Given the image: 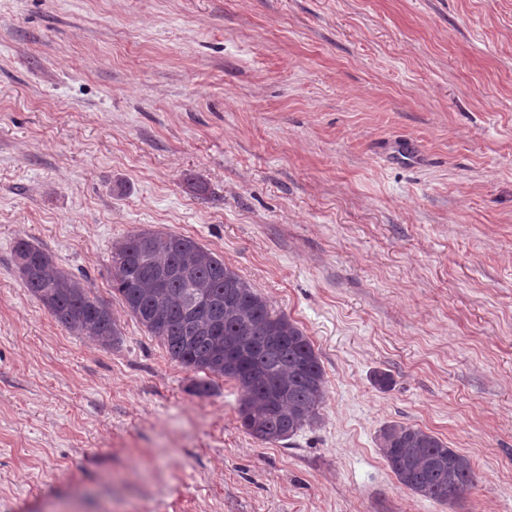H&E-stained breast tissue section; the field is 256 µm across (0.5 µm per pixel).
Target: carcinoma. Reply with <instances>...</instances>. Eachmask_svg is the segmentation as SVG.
I'll return each mask as SVG.
<instances>
[{
  "instance_id": "carcinoma-1",
  "label": "carcinoma",
  "mask_w": 512,
  "mask_h": 512,
  "mask_svg": "<svg viewBox=\"0 0 512 512\" xmlns=\"http://www.w3.org/2000/svg\"><path fill=\"white\" fill-rule=\"evenodd\" d=\"M14 261L25 288L63 327L103 345L120 335L109 303L60 268L49 252L21 238ZM110 284L172 360L241 385L238 414L252 438L278 443L319 417L327 386L310 338L193 238L143 229L117 241ZM192 302L199 310L183 316ZM380 449L413 494L446 503L449 492L474 486L470 459L421 428L387 425Z\"/></svg>"
}]
</instances>
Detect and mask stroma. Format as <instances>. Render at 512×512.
I'll list each match as a JSON object with an SVG mask.
<instances>
[{"label":"stroma","mask_w":512,"mask_h":512,"mask_svg":"<svg viewBox=\"0 0 512 512\" xmlns=\"http://www.w3.org/2000/svg\"><path fill=\"white\" fill-rule=\"evenodd\" d=\"M142 228L303 328L317 422L258 442L170 359L109 283ZM19 238L114 343L28 293ZM391 422L476 486L402 487ZM0 512H512V0H0ZM14 261L25 288L63 327L103 345L120 335L109 303L60 268L49 252L21 238L14 245Z\"/></svg>","instance_id":"1"}]
</instances>
